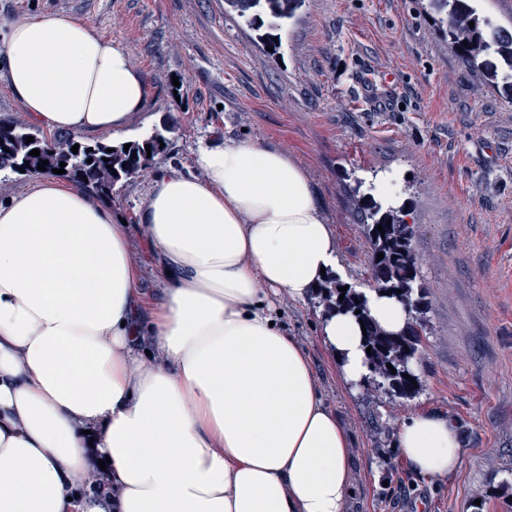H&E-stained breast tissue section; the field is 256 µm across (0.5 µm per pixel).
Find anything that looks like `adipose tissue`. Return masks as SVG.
Segmentation results:
<instances>
[{
    "label": "adipose tissue",
    "instance_id": "1",
    "mask_svg": "<svg viewBox=\"0 0 512 512\" xmlns=\"http://www.w3.org/2000/svg\"><path fill=\"white\" fill-rule=\"evenodd\" d=\"M6 82L32 123L123 131L148 79L70 14L0 23ZM141 202L164 286L145 310L130 226L52 177L0 201V512H346L351 438L273 296L304 303L339 269L306 171L258 141L197 148ZM341 381L370 374L363 331L326 313ZM395 446L414 474L455 472V425L421 411ZM116 492L90 498L88 450Z\"/></svg>",
    "mask_w": 512,
    "mask_h": 512
}]
</instances>
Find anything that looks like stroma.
Instances as JSON below:
<instances>
[{
  "label": "stroma",
  "instance_id": "stroma-1",
  "mask_svg": "<svg viewBox=\"0 0 512 512\" xmlns=\"http://www.w3.org/2000/svg\"><path fill=\"white\" fill-rule=\"evenodd\" d=\"M51 13L118 41L146 74L145 109L120 140L169 130L148 172L116 186L110 203L132 226L148 297L163 279L138 206L154 173L192 172L201 144L257 139L298 161L347 285L361 291L373 285L372 246L358 216L371 185L391 179L428 295L419 393L347 387L322 347V296L276 299L352 438L359 474L346 512H512V82L467 69L427 0H304L274 53L227 0H0L1 20ZM365 71L391 79L373 101L359 89ZM421 410L457 427L456 472L421 478L400 461L397 427Z\"/></svg>",
  "mask_w": 512,
  "mask_h": 512
}]
</instances>
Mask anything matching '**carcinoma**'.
<instances>
[{
	"label": "carcinoma",
	"instance_id": "obj_1",
	"mask_svg": "<svg viewBox=\"0 0 512 512\" xmlns=\"http://www.w3.org/2000/svg\"><path fill=\"white\" fill-rule=\"evenodd\" d=\"M250 7L240 16L247 22L261 28H282L288 19L295 15L302 0H248ZM478 0H430V6L437 14L435 24L448 29L452 47L461 51V58L472 68H484L488 71V80L497 78L512 79V50H506L503 43L512 44V34L501 26H495L486 18L482 19L477 10ZM500 56L503 67L499 68L483 59L490 53ZM34 141L26 143L27 136ZM165 141L159 132L138 141L130 142L129 149L124 143L95 142L84 143L73 136H59L48 140L16 123L0 122V171L19 172L25 169L27 174H37L38 163L48 161L45 172L63 167L64 176L70 178L79 188L88 191L98 200L112 198V190L121 182L142 174L150 165L151 158L160 152V143ZM79 145L78 153L71 151ZM150 149H145V145ZM112 152H106V149ZM37 149L40 155L31 156L29 152ZM92 162H87V159ZM400 209H383L381 204L372 200L363 209V219L367 236L372 245V278L375 289L401 301L414 315L409 317V329L406 333H389L383 330L366 312L364 295L351 288L345 292L338 290L337 284L329 283L325 287L326 300L331 308H344L351 311L361 310L358 317L366 329L365 347L371 348L369 361L372 370L381 379V386L404 398L415 396L420 387L413 382L420 381L410 368H402L399 362H410L419 353L422 345V315L428 304L425 301L424 288L417 283L415 256L411 249L413 231L398 229ZM383 226L381 234L377 226ZM384 258L377 260V255ZM344 299H339V296ZM413 380L406 379V376Z\"/></svg>",
	"mask_w": 512,
	"mask_h": 512
}]
</instances>
